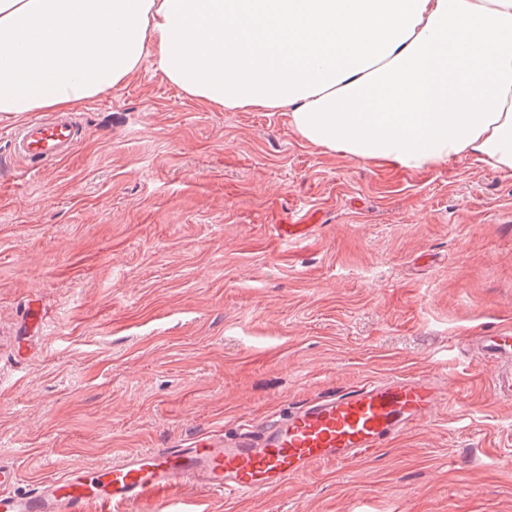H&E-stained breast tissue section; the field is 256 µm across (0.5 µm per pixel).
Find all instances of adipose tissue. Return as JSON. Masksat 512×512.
I'll return each mask as SVG.
<instances>
[{
	"label": "adipose tissue",
	"mask_w": 512,
	"mask_h": 512,
	"mask_svg": "<svg viewBox=\"0 0 512 512\" xmlns=\"http://www.w3.org/2000/svg\"><path fill=\"white\" fill-rule=\"evenodd\" d=\"M149 56L332 152L512 172V0H0V113L69 109Z\"/></svg>",
	"instance_id": "adipose-tissue-1"
}]
</instances>
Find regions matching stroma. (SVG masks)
Masks as SVG:
<instances>
[{
  "label": "stroma",
  "mask_w": 512,
  "mask_h": 512,
  "mask_svg": "<svg viewBox=\"0 0 512 512\" xmlns=\"http://www.w3.org/2000/svg\"><path fill=\"white\" fill-rule=\"evenodd\" d=\"M72 113L79 149L24 177L30 115L0 114V459L24 482L428 373L447 400L386 447L212 512H512V402L475 350L512 329V173L331 153L150 57Z\"/></svg>",
  "instance_id": "35a3bbf8"
}]
</instances>
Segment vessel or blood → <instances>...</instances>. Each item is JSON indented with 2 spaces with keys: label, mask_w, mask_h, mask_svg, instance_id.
Returning <instances> with one entry per match:
<instances>
[{
  "label": "vessel or blood",
  "mask_w": 512,
  "mask_h": 512,
  "mask_svg": "<svg viewBox=\"0 0 512 512\" xmlns=\"http://www.w3.org/2000/svg\"><path fill=\"white\" fill-rule=\"evenodd\" d=\"M81 141L71 116L33 118L13 129L9 154L31 172L70 157ZM478 350L496 366L495 395L512 400V331L480 336ZM447 393L445 383L423 375L370 379L240 424L231 436L215 431L71 466L23 492L18 469L0 463V512H132L148 500L164 512H209L214 501L265 495L314 466L370 456L425 420ZM184 487L198 489L199 498L182 496Z\"/></svg>",
  "instance_id": "b4317fda"
}]
</instances>
